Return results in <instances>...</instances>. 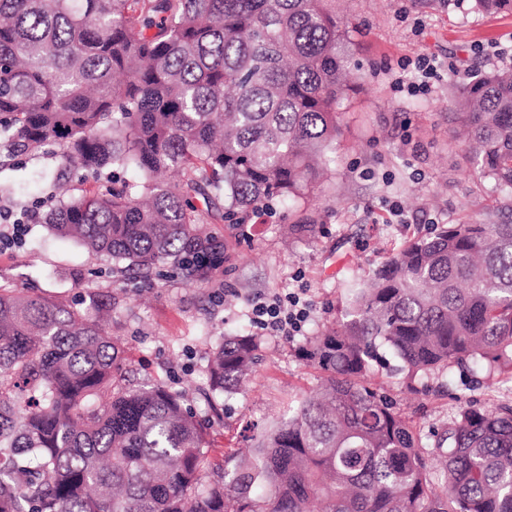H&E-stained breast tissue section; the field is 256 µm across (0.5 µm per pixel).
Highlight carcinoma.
<instances>
[{
	"label": "carcinoma",
	"instance_id": "obj_1",
	"mask_svg": "<svg viewBox=\"0 0 512 512\" xmlns=\"http://www.w3.org/2000/svg\"><path fill=\"white\" fill-rule=\"evenodd\" d=\"M333 0H0V147L137 178L63 197L49 230L149 275L186 270L224 202L234 230L332 172L352 34ZM468 161L512 190V69L455 100ZM307 340L323 373L231 473L181 397L132 387L95 316L0 288V512H512V402H466L423 436L373 386L472 365L512 375V218L439 224L367 277ZM260 344L227 336L208 395L237 389Z\"/></svg>",
	"mask_w": 512,
	"mask_h": 512
}]
</instances>
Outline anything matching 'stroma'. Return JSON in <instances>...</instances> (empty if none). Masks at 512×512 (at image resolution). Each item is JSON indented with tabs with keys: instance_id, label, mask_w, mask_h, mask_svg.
Masks as SVG:
<instances>
[{
	"instance_id": "1",
	"label": "stroma",
	"mask_w": 512,
	"mask_h": 512,
	"mask_svg": "<svg viewBox=\"0 0 512 512\" xmlns=\"http://www.w3.org/2000/svg\"><path fill=\"white\" fill-rule=\"evenodd\" d=\"M334 8L353 32L355 82L340 116L334 172L312 203L257 215L243 234L210 220L206 232L227 260L190 283L166 264L147 277L117 271L110 258L89 257L39 221L0 247L1 287L76 308L91 291L111 297L108 329L122 347L127 379L184 392L186 407L207 427L209 456L223 470H233L236 452L255 448L319 383L320 370L300 347L339 318L348 271L367 275L434 225L498 219L505 196L493 180L468 174L453 100L466 77L500 69L495 50L512 52V11H481L474 0H336ZM422 54L453 62L457 73L412 96L395 85L392 71ZM60 181L74 195L95 185L65 169L54 147L0 160V235L10 236L21 212H46ZM302 220L313 232L289 234ZM297 288L311 303L304 336L261 335L254 374L239 391L207 403L212 350L225 337L254 332L252 300ZM375 379L426 435L464 402L512 401V383L457 367L422 380L382 369Z\"/></svg>"
}]
</instances>
